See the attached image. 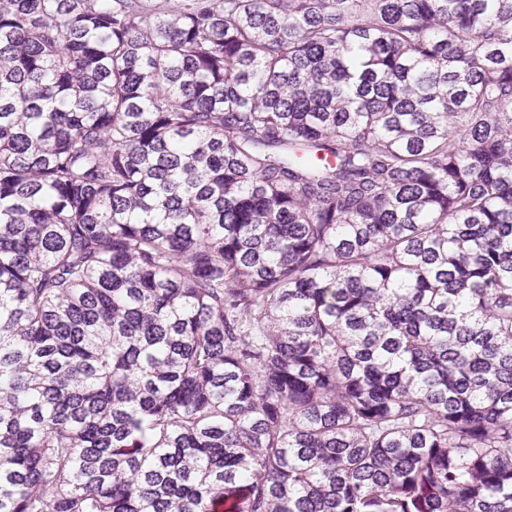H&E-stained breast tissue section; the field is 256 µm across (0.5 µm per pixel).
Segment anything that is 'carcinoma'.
Here are the masks:
<instances>
[{"label":"carcinoma","instance_id":"obj_1","mask_svg":"<svg viewBox=\"0 0 512 512\" xmlns=\"http://www.w3.org/2000/svg\"><path fill=\"white\" fill-rule=\"evenodd\" d=\"M0 512H512V0H0Z\"/></svg>","mask_w":512,"mask_h":512}]
</instances>
